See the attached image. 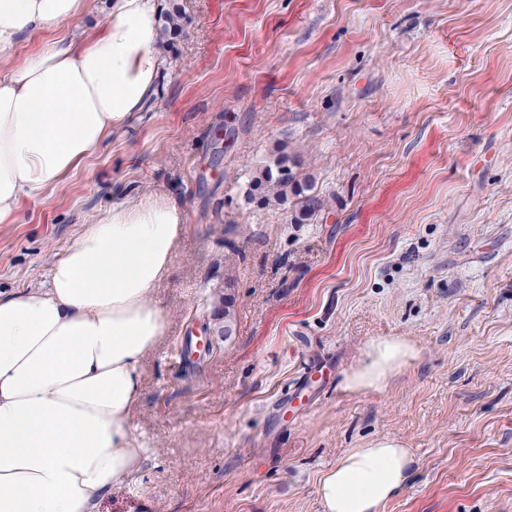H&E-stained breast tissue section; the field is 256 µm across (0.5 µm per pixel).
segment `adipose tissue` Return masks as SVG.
<instances>
[{
  "mask_svg": "<svg viewBox=\"0 0 512 512\" xmlns=\"http://www.w3.org/2000/svg\"><path fill=\"white\" fill-rule=\"evenodd\" d=\"M86 0H0V223L76 171L147 108L166 64L160 0H108L102 34H63L22 62L24 35L81 16ZM185 214L126 198L82 225L46 286L0 290V512H99L143 466L130 428L141 367L167 331L154 286L172 273ZM376 341L345 383L376 388L415 358ZM410 449L382 437L322 473L323 512H380L407 480Z\"/></svg>",
  "mask_w": 512,
  "mask_h": 512,
  "instance_id": "obj_1",
  "label": "adipose tissue"
}]
</instances>
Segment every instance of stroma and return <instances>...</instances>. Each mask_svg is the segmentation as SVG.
Returning a JSON list of instances; mask_svg holds the SVG:
<instances>
[{
  "label": "stroma",
  "mask_w": 512,
  "mask_h": 512,
  "mask_svg": "<svg viewBox=\"0 0 512 512\" xmlns=\"http://www.w3.org/2000/svg\"><path fill=\"white\" fill-rule=\"evenodd\" d=\"M173 2L151 104L0 224L9 291L126 194L185 213L130 420L144 468L101 512H322L319 476L381 437L415 458L382 512H512V0ZM282 148L324 202L300 224L245 199ZM227 293L236 331L198 352ZM390 337L416 358L348 389Z\"/></svg>",
  "instance_id": "35a3bbf8"
}]
</instances>
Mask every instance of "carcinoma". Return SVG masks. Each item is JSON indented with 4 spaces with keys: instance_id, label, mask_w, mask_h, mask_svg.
I'll use <instances>...</instances> for the list:
<instances>
[{
    "instance_id": "1",
    "label": "carcinoma",
    "mask_w": 512,
    "mask_h": 512,
    "mask_svg": "<svg viewBox=\"0 0 512 512\" xmlns=\"http://www.w3.org/2000/svg\"><path fill=\"white\" fill-rule=\"evenodd\" d=\"M300 163L290 157L287 152L280 151L276 158L258 168L250 178L249 188L246 192L248 201H256L260 204H284L290 197L298 199L300 206L299 216L296 221L300 222L306 217L314 214L323 202L319 196L313 193V184L308 180H298ZM214 323L213 333L217 336H231L235 327V301L226 295L222 297L221 306L213 312Z\"/></svg>"
}]
</instances>
